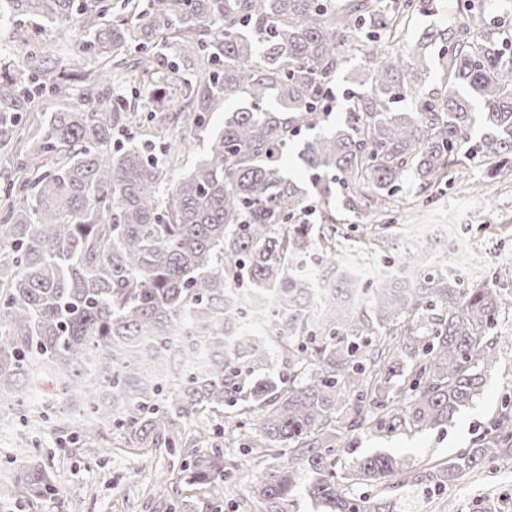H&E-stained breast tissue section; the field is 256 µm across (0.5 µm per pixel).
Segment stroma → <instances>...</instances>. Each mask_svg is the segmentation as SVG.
I'll list each match as a JSON object with an SVG mask.
<instances>
[{"label":"stroma","instance_id":"35a3bbf8","mask_svg":"<svg viewBox=\"0 0 512 512\" xmlns=\"http://www.w3.org/2000/svg\"><path fill=\"white\" fill-rule=\"evenodd\" d=\"M80 38L77 30L46 28L41 36L43 60L53 63L73 57L80 59L82 69H89V60L81 56ZM240 105V100H229L224 110L213 112L208 127L183 128L191 150L184 166L169 171L168 182L180 179L188 165L202 157L211 130L221 127L225 111ZM453 169L454 176L437 180L429 189L428 204L417 205L402 193L392 197L387 228L376 227L365 207L350 211L338 201L318 204L307 221L335 225L341 250L365 254L374 264L397 261L403 239L422 231L434 249L453 244L479 257V265L462 272V279H490L512 292V178L492 174L489 165L476 156L459 159ZM438 224L448 225L449 236L435 233ZM509 400L512 347L506 345L500 364L487 374L481 395L445 429L386 440L363 433L348 436L340 443L336 473L348 474L356 459L378 450L410 469L447 463L484 436ZM43 403L42 395L29 393L21 402L0 404V512H260L251 496L252 477L285 460L281 449L248 448L243 439H236L226 448L235 467L234 479L223 499L215 501L179 482L181 456L128 448L121 432L83 417L78 403L30 423V416ZM35 463L57 477L62 505L21 493L16 472ZM488 495L504 512H512L511 457L487 463L456 485H409L392 492L391 499L393 512H484Z\"/></svg>","mask_w":512,"mask_h":512}]
</instances>
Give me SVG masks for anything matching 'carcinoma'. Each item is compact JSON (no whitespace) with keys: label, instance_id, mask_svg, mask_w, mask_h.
I'll list each match as a JSON object with an SVG mask.
<instances>
[{"label":"carcinoma","instance_id":"carcinoma-1","mask_svg":"<svg viewBox=\"0 0 512 512\" xmlns=\"http://www.w3.org/2000/svg\"><path fill=\"white\" fill-rule=\"evenodd\" d=\"M453 0L448 26L399 42L412 14L434 0H0V22L78 28L82 50L112 66V83L137 71L153 104L196 127L232 98L204 157L162 191L185 139L115 141L129 119L125 95L105 92L46 113L39 134L0 185V398L44 390L51 405L92 379L86 417L128 447L176 455L197 438L199 414L256 431L288 462L262 474L252 498L285 512L304 493L316 512H392L389 489L452 485L512 455V412L448 467L404 469L386 452L336 474L339 442L364 430L390 435L442 428L480 395L500 360L499 319L512 294L464 284L423 263L428 244L402 254L410 283L354 282L327 246L333 290L312 292L307 268L324 230L300 216L309 190L288 176L283 149L321 129L327 89L352 56L367 80L345 94L336 129L302 139L297 158L323 200L382 205L426 191L452 157L475 152L512 176V27L502 2ZM440 45V87H427ZM24 66L0 70V145L12 140L36 95L68 100L72 77L41 61L38 37ZM407 100L400 110L397 104ZM231 290L265 293L260 339L230 343L242 311ZM189 332L211 357L182 382L166 379L169 339ZM214 442L184 460L180 481L224 497L231 467ZM22 491L60 502L41 464L19 472ZM381 489L355 498L348 483Z\"/></svg>","mask_w":512,"mask_h":512}]
</instances>
